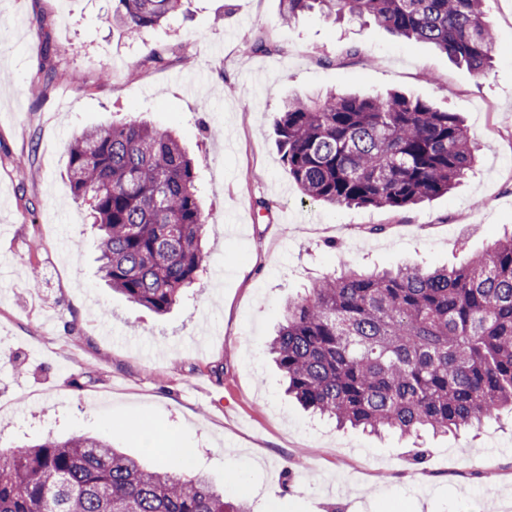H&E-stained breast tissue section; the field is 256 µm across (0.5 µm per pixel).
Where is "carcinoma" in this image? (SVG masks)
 I'll return each instance as SVG.
<instances>
[{"instance_id":"carcinoma-1","label":"carcinoma","mask_w":512,"mask_h":512,"mask_svg":"<svg viewBox=\"0 0 512 512\" xmlns=\"http://www.w3.org/2000/svg\"><path fill=\"white\" fill-rule=\"evenodd\" d=\"M180 0H112L130 35L173 17ZM484 0H280L292 20L315 8L368 16L429 42L477 75L495 41ZM277 135L304 199L404 208L449 193L478 144L455 112L399 93L286 101ZM68 178L89 202L102 278L163 315L203 267L205 215L195 162L168 130L129 120L84 129L67 146ZM269 353L288 395L338 426L404 438L448 433L512 410V234L461 267L348 269L288 299ZM0 512H249L183 468H158L105 440L72 436L0 449Z\"/></svg>"}]
</instances>
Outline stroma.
<instances>
[{
    "mask_svg": "<svg viewBox=\"0 0 512 512\" xmlns=\"http://www.w3.org/2000/svg\"><path fill=\"white\" fill-rule=\"evenodd\" d=\"M280 9L183 0L134 37L113 27L112 0H0V448L96 435L150 466L190 448L194 472L251 512H512V415L416 445L342 430L288 401L267 348L316 279L461 265L512 229V0H484L495 60L481 77L371 19L286 24ZM260 36L275 53L247 51ZM331 91L458 113L474 172L400 210L304 201L276 119L289 98ZM132 117L198 160L208 256L163 316L103 285L67 174L75 133Z\"/></svg>",
    "mask_w": 512,
    "mask_h": 512,
    "instance_id": "obj_1",
    "label": "stroma"
}]
</instances>
